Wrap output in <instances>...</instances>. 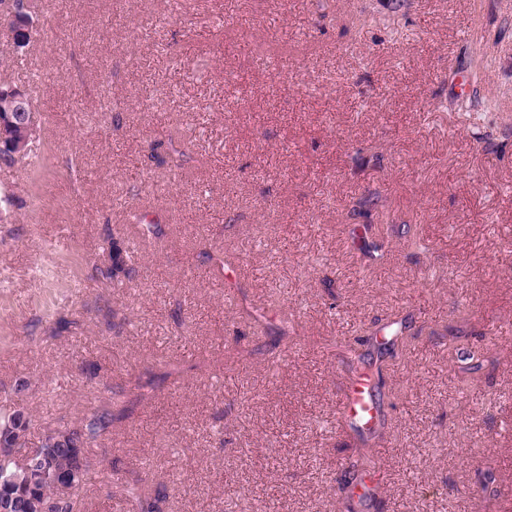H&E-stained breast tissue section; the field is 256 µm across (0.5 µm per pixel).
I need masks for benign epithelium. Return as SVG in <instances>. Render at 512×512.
Instances as JSON below:
<instances>
[{
  "label": "benign epithelium",
  "instance_id": "benign-epithelium-1",
  "mask_svg": "<svg viewBox=\"0 0 512 512\" xmlns=\"http://www.w3.org/2000/svg\"><path fill=\"white\" fill-rule=\"evenodd\" d=\"M6 18L12 36V57L16 58L24 50L21 34H32L36 26V12L31 0H0V18ZM38 117L28 90L22 86H0V150L10 147L6 160L12 164L24 162L29 151V143L37 131ZM23 432L14 429L0 435V445L7 448L10 456L18 457L22 473L14 478L17 493L0 504V512L29 510V496L25 494L28 483L42 479L53 484L58 491L67 494L72 485L84 477L83 469L65 464L59 466L48 462L46 456L34 448L19 454L23 444Z\"/></svg>",
  "mask_w": 512,
  "mask_h": 512
}]
</instances>
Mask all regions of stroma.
Wrapping results in <instances>:
<instances>
[{"instance_id": "35a3bbf8", "label": "stroma", "mask_w": 512, "mask_h": 512, "mask_svg": "<svg viewBox=\"0 0 512 512\" xmlns=\"http://www.w3.org/2000/svg\"><path fill=\"white\" fill-rule=\"evenodd\" d=\"M112 10L38 11L32 152L0 165V407L31 416L29 447L176 363L90 450L86 512H128L138 481L158 512H341L334 479L361 453L368 512H512V0ZM157 141L189 163L172 172ZM370 192L428 252L360 251L349 204ZM144 211L164 237L141 236ZM112 235L138 248L118 287L96 272ZM204 243L294 325L273 356L222 270L199 273ZM395 319L412 327L365 438L338 421L342 344Z\"/></svg>"}]
</instances>
